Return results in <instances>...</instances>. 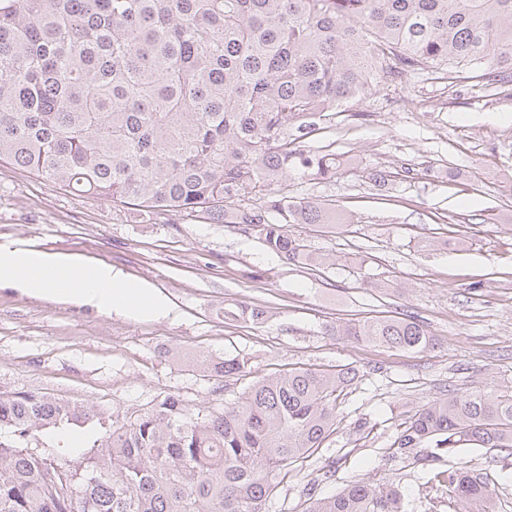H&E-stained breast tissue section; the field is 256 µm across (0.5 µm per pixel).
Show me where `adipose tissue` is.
I'll return each instance as SVG.
<instances>
[{
  "instance_id": "adipose-tissue-1",
  "label": "adipose tissue",
  "mask_w": 512,
  "mask_h": 512,
  "mask_svg": "<svg viewBox=\"0 0 512 512\" xmlns=\"http://www.w3.org/2000/svg\"><path fill=\"white\" fill-rule=\"evenodd\" d=\"M2 278L18 281L29 292L75 300L106 313L159 318L170 311L165 297L151 285L129 281L112 267L67 257L52 258L31 250L0 246Z\"/></svg>"
}]
</instances>
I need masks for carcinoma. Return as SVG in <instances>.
I'll list each match as a JSON object with an SVG mask.
<instances>
[{
	"label": "carcinoma",
	"instance_id": "obj_1",
	"mask_svg": "<svg viewBox=\"0 0 512 512\" xmlns=\"http://www.w3.org/2000/svg\"><path fill=\"white\" fill-rule=\"evenodd\" d=\"M476 69L512 83V0H0V162L134 214L166 212L259 235L288 263L330 262L288 230L351 223L336 205L288 195L292 173L331 179L334 153L305 141L383 78ZM227 320L265 311L224 307ZM331 331L424 351L414 316ZM248 359L198 358L211 377ZM359 373L292 368L248 384L217 415L167 396L78 458L36 448L47 425L88 418L45 394H0V512H266L281 474L317 453L336 401ZM512 455V394L448 390L402 423L392 458ZM453 496L494 512L473 468L435 473ZM305 512H403L399 488L354 481L308 493Z\"/></svg>",
	"mask_w": 512,
	"mask_h": 512
}]
</instances>
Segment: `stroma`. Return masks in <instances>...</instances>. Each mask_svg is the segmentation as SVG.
I'll use <instances>...</instances> for the list:
<instances>
[{"mask_svg": "<svg viewBox=\"0 0 512 512\" xmlns=\"http://www.w3.org/2000/svg\"><path fill=\"white\" fill-rule=\"evenodd\" d=\"M344 161L336 178L288 179L289 195L336 204V228L295 224L309 249L334 257L315 271L288 264L258 235L180 214L133 217L111 202L53 188L0 163V244L104 263L158 289L169 315L143 319L55 301L0 283V393L34 391L91 406L97 417L43 431L44 446L81 452L165 396L222 411L247 380L289 368L345 364L360 378L337 400L321 454L298 461L268 512H304L305 493L366 480L394 485L404 512H461L434 471L471 465L512 512V457L489 448L441 455L433 471L392 459L397 425L442 390L512 391V90L466 74L417 70L350 102L305 144ZM389 176L375 186L371 172ZM266 310L229 321L225 304ZM408 314L431 348L403 351L332 335L336 322ZM244 356L250 374L217 382L199 354ZM334 475L323 478L325 463Z\"/></svg>", "mask_w": 512, "mask_h": 512, "instance_id": "obj_1", "label": "stroma"}]
</instances>
